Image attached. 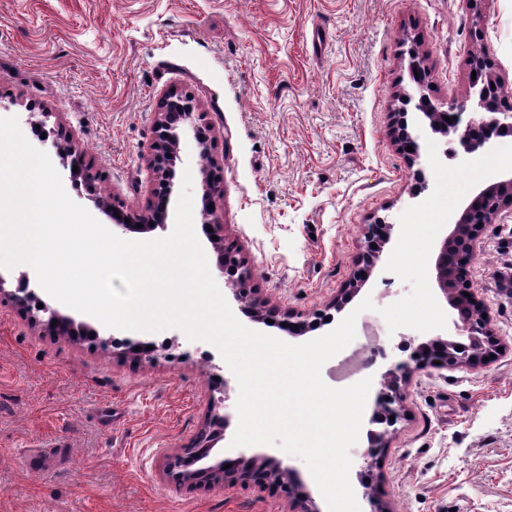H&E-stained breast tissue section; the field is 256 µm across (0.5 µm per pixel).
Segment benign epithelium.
Segmentation results:
<instances>
[{
	"label": "benign epithelium",
	"instance_id": "benign-epithelium-1",
	"mask_svg": "<svg viewBox=\"0 0 512 512\" xmlns=\"http://www.w3.org/2000/svg\"><path fill=\"white\" fill-rule=\"evenodd\" d=\"M472 6V29L479 36L484 24L482 4L487 0H467ZM485 90L468 92L461 100H450L445 104H435L426 97L420 98V108L434 133L448 135L455 139L466 154L490 148L498 138L512 137V108L500 104L498 78L491 72L483 77ZM52 112H28L26 122L31 127H40L46 138L39 139L43 146H50L57 153H65L71 158L70 165L78 171L71 178L81 181L85 188L94 189L100 181V172L85 162L83 151L72 140H62L59 131L48 127ZM452 118L448 122L445 117ZM193 131L201 159V200L204 227L212 228L208 233L213 249L217 254L218 277L229 287L235 301L249 318L261 323L266 319L267 306L252 288L253 270L249 261L234 247L224 246V225L214 222L215 213L224 199V173L217 159L213 158V140L204 125L203 113L195 111L193 100L176 91L171 92L160 104L154 122V141L149 159V170L155 184L156 209L141 212L135 209H122L109 204L102 197L95 198L97 206L112 223V232L119 236L129 233L147 234L158 228H167V206L173 193L175 165L179 158V131L184 127ZM397 138L412 146L413 164L421 161L419 153L418 128L409 124L407 113H400L397 125ZM512 209V171L491 177L479 187L457 210L451 222V230L436 245L433 253L432 279L434 288L448 307L456 314V327L459 334L467 337V342L445 340L439 336L418 345V354H410L408 360L394 366H387L381 374L379 403L370 422L383 426L381 430L369 431V437L377 447L387 446L390 428L404 416V386L417 366L433 361L443 369L476 367L498 354L502 342L495 335L491 320L483 318L488 313L484 303L477 297L473 283L467 278V266L476 253V243L482 228L478 224H493L501 213ZM141 227H136V224ZM393 225L377 217L367 225L364 233L365 249L360 262L362 270L372 269L379 258L385 243L390 239ZM218 240H213V237ZM39 288L30 273L23 272L17 278L16 288L5 289V280L0 277V296H7L20 306L32 308L35 322L48 330L64 335L74 332L83 340L106 348L115 342L100 336L99 332L85 323L64 314L59 308L43 303L37 308L40 299L35 289ZM152 349H147V346ZM129 349L135 350L140 360L155 363L162 358L159 346L154 342L136 341ZM215 470L224 478V484L246 485L252 481H275L288 489L292 500L290 512H319L315 500L308 494L298 492L288 484L292 469L282 460L270 456L255 457L249 461L227 459L219 463Z\"/></svg>",
	"mask_w": 512,
	"mask_h": 512
}]
</instances>
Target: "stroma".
<instances>
[{
    "instance_id": "obj_1",
    "label": "stroma",
    "mask_w": 512,
    "mask_h": 512,
    "mask_svg": "<svg viewBox=\"0 0 512 512\" xmlns=\"http://www.w3.org/2000/svg\"><path fill=\"white\" fill-rule=\"evenodd\" d=\"M482 40L465 0H0V117L56 112L103 179L102 197L145 209L160 101L194 98L224 168L226 242L279 310L344 298L388 306L411 287L385 245L344 295L372 218L424 201L394 136L403 94L463 98L481 51L512 89V0H486ZM425 77L408 76V52ZM470 277L512 344V212L486 225ZM169 358L135 360L35 327L0 298V512H289L271 483L175 481L164 466L204 428L225 380L227 422L205 465L273 456L320 512L308 467L271 445L232 446L238 382L202 362L213 345L177 328ZM381 466L351 473L394 512H512V351L475 368L416 371Z\"/></svg>"
}]
</instances>
